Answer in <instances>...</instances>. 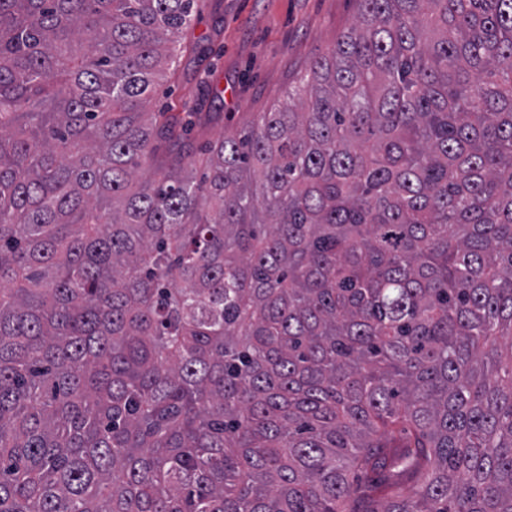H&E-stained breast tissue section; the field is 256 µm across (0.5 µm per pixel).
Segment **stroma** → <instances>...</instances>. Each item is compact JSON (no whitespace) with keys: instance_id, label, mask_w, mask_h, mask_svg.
Instances as JSON below:
<instances>
[{"instance_id":"obj_1","label":"stroma","mask_w":512,"mask_h":512,"mask_svg":"<svg viewBox=\"0 0 512 512\" xmlns=\"http://www.w3.org/2000/svg\"><path fill=\"white\" fill-rule=\"evenodd\" d=\"M358 0H200L148 109L223 112L216 139L284 102L310 63L357 20Z\"/></svg>"}]
</instances>
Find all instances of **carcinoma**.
Listing matches in <instances>:
<instances>
[{
	"label": "carcinoma",
	"mask_w": 512,
	"mask_h": 512,
	"mask_svg": "<svg viewBox=\"0 0 512 512\" xmlns=\"http://www.w3.org/2000/svg\"><path fill=\"white\" fill-rule=\"evenodd\" d=\"M195 6L0 0V512H512V0H359L201 161Z\"/></svg>",
	"instance_id": "cac0c4a2"
}]
</instances>
